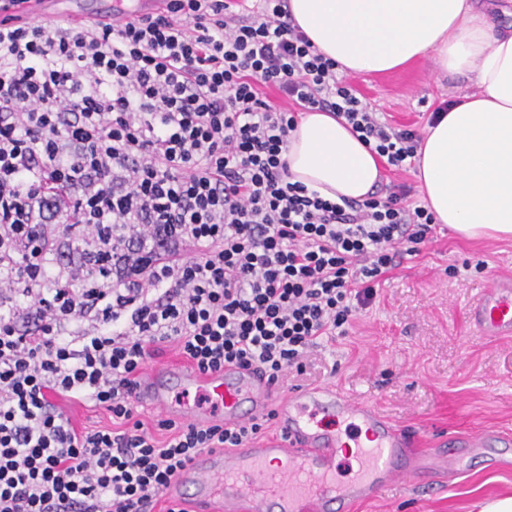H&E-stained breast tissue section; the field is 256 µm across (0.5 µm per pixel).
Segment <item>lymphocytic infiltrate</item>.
Returning a JSON list of instances; mask_svg holds the SVG:
<instances>
[{
	"label": "lymphocytic infiltrate",
	"mask_w": 512,
	"mask_h": 512,
	"mask_svg": "<svg viewBox=\"0 0 512 512\" xmlns=\"http://www.w3.org/2000/svg\"><path fill=\"white\" fill-rule=\"evenodd\" d=\"M299 108L344 118L390 166L416 156L419 135L378 121L287 0L0 17V512H181L159 503L179 472L276 413L163 419L157 438L134 397L148 360L167 345L278 384L430 241L405 186L336 202L292 181ZM61 397L111 426L78 427Z\"/></svg>",
	"instance_id": "f902f5d3"
}]
</instances>
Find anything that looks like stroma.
Instances as JSON below:
<instances>
[{
    "label": "stroma",
    "instance_id": "obj_1",
    "mask_svg": "<svg viewBox=\"0 0 512 512\" xmlns=\"http://www.w3.org/2000/svg\"><path fill=\"white\" fill-rule=\"evenodd\" d=\"M350 81L383 122L421 134L440 101L465 85L439 76L428 58ZM503 277L512 278V239L468 241L437 225L419 255L380 281L346 336L320 339L304 373L280 382L283 394L337 387L433 454L486 433L488 452L429 480L394 482L354 512H475L477 501L512 496V337L487 339L468 323L471 305Z\"/></svg>",
    "mask_w": 512,
    "mask_h": 512
}]
</instances>
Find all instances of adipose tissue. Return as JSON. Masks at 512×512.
I'll list each match as a JSON object with an SVG mask.
<instances>
[{"mask_svg":"<svg viewBox=\"0 0 512 512\" xmlns=\"http://www.w3.org/2000/svg\"><path fill=\"white\" fill-rule=\"evenodd\" d=\"M301 31L342 74H384L434 58L441 75L471 78L428 126L416 179L436 223L468 239L512 238V29L477 0H288ZM294 180L332 200L364 198L379 156L345 119L309 112L291 132Z\"/></svg>","mask_w":512,"mask_h":512,"instance_id":"adipose-tissue-1","label":"adipose tissue"}]
</instances>
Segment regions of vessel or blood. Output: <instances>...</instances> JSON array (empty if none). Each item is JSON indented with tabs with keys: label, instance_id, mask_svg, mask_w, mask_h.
<instances>
[{
	"label": "vessel or blood",
	"instance_id": "vessel-or-blood-1",
	"mask_svg": "<svg viewBox=\"0 0 512 512\" xmlns=\"http://www.w3.org/2000/svg\"><path fill=\"white\" fill-rule=\"evenodd\" d=\"M159 0L126 6L113 0L107 19L156 11ZM22 10L36 16L61 14L74 22L88 19L82 0H22ZM481 335H512V281L494 282L478 298L470 317ZM196 390L208 395L209 408L175 403L173 393ZM142 406L193 422L223 412L225 422L244 421L275 406L279 431L232 451H207L190 463L164 491L171 501H187L190 512H352L394 480L416 481L455 466L456 455H433L414 448L370 405L353 401L335 388L276 396L255 371L234 366L217 373L193 368L147 370L138 383ZM353 420L366 429L369 446L361 449L358 468L338 481L340 451L351 439L339 428Z\"/></svg>",
	"mask_w": 512,
	"mask_h": 512
}]
</instances>
